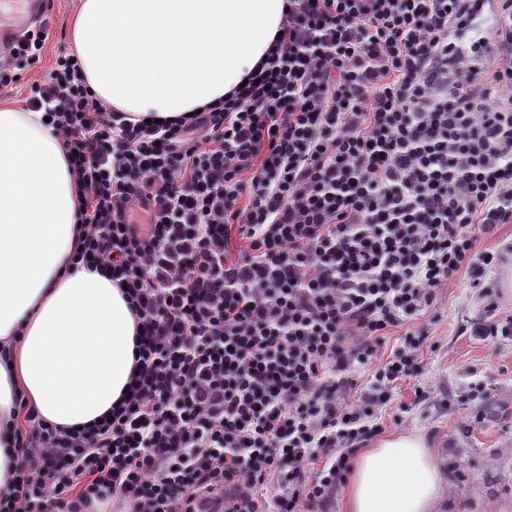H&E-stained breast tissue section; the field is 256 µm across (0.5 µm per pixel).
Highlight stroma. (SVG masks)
Returning a JSON list of instances; mask_svg holds the SVG:
<instances>
[{"label":"stroma","mask_w":512,"mask_h":512,"mask_svg":"<svg viewBox=\"0 0 512 512\" xmlns=\"http://www.w3.org/2000/svg\"><path fill=\"white\" fill-rule=\"evenodd\" d=\"M79 6L80 0H52L43 61L0 89L1 103L24 104L31 83L43 81L58 53L71 50L69 21ZM510 278L512 260L488 270L485 289L472 287L465 274L442 289L437 315L421 320V374L396 382L379 414L383 437L415 434L433 453L446 482L440 512H512V338L473 333L488 315L512 316ZM482 387L488 398H479ZM419 390L429 400L418 401Z\"/></svg>","instance_id":"obj_1"}]
</instances>
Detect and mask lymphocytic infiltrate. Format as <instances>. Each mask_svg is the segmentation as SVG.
I'll return each instance as SVG.
<instances>
[{"mask_svg":"<svg viewBox=\"0 0 512 512\" xmlns=\"http://www.w3.org/2000/svg\"><path fill=\"white\" fill-rule=\"evenodd\" d=\"M511 50L512 0H286L240 86L150 124L58 55L27 106L74 179L66 266L121 286L133 373L93 426L26 413L0 512H329L422 371L412 323L503 260L477 242L512 223Z\"/></svg>","mask_w":512,"mask_h":512,"instance_id":"1","label":"lymphocytic infiltrate"}]
</instances>
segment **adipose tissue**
Here are the masks:
<instances>
[{
	"label": "adipose tissue",
	"mask_w": 512,
	"mask_h": 512,
	"mask_svg": "<svg viewBox=\"0 0 512 512\" xmlns=\"http://www.w3.org/2000/svg\"><path fill=\"white\" fill-rule=\"evenodd\" d=\"M286 0H82L72 39L90 87L139 118H176L222 98L267 52ZM44 112L0 104V487L16 398L48 424L88 425L129 380L135 321L115 284L64 267L77 201ZM435 457L414 435L362 449L347 512H434Z\"/></svg>",
	"instance_id": "obj_1"
}]
</instances>
